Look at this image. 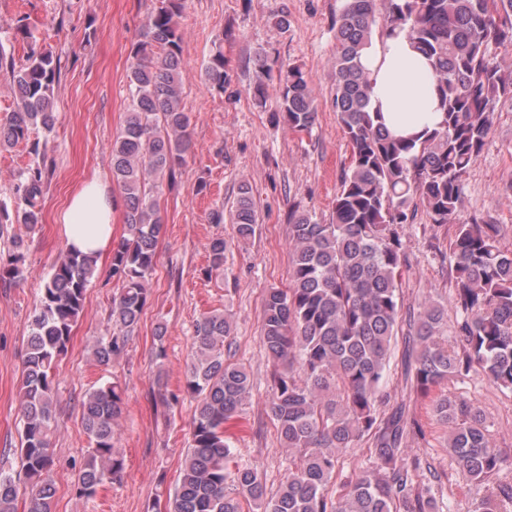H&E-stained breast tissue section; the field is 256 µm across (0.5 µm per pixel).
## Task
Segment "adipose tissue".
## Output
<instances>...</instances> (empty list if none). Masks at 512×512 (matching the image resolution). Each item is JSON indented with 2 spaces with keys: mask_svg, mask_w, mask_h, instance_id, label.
Instances as JSON below:
<instances>
[{
  "mask_svg": "<svg viewBox=\"0 0 512 512\" xmlns=\"http://www.w3.org/2000/svg\"><path fill=\"white\" fill-rule=\"evenodd\" d=\"M361 63L371 81V111L380 113L392 135L409 138L436 127L434 75L429 62L416 51L406 32L395 31L366 46ZM112 189L104 178L85 180L70 196L60 218L69 248L106 255L114 240Z\"/></svg>",
  "mask_w": 512,
  "mask_h": 512,
  "instance_id": "1",
  "label": "adipose tissue"
}]
</instances>
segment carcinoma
I'll use <instances>...</instances> for the list:
<instances>
[{
    "instance_id": "carcinoma-1",
    "label": "carcinoma",
    "mask_w": 512,
    "mask_h": 512,
    "mask_svg": "<svg viewBox=\"0 0 512 512\" xmlns=\"http://www.w3.org/2000/svg\"><path fill=\"white\" fill-rule=\"evenodd\" d=\"M182 0H160L133 44L127 81L130 102L124 127L112 141V180L125 205L127 237L112 253L121 280L112 298V334L92 353L103 364L117 358L133 334L150 295L158 239L164 222L155 198L164 178L175 177L190 147V117L181 104ZM407 30L431 62L443 112L439 127L410 140L394 139L370 112L371 83L361 53L375 34ZM331 61L335 112L352 147L332 216L323 224L306 213L293 217L289 235V288H272L264 302L263 342L272 359L267 409L291 466L276 490L258 470L234 455L227 424L248 403L252 385L245 366L224 358L233 329L222 312L195 324L185 390L197 400L192 443L177 488L152 505L154 512H444V501L423 482L411 456L406 405L379 412L391 342L406 325L404 383L427 396L451 377H482L512 392V249L501 244L497 224H457L449 240L456 319L426 297L403 311L399 282L404 264L400 228L423 211L433 224H450L463 198L464 180L481 156L498 105L512 100V70L492 47L512 45V0H344L333 23ZM33 40L25 20L0 38V71L10 75L16 105L0 115V150L27 141L35 130L51 134L59 121L53 90L61 60L30 49L16 65L5 43ZM207 86L224 91L229 74L221 50L203 69ZM276 112L290 129L309 133L317 106L309 78L298 67L279 75ZM20 175L13 208L0 203V238L8 225L40 222L39 202L48 169L39 147ZM237 236L254 237L257 210L242 185L234 209ZM224 239L212 240L210 266L224 267ZM95 259L71 250L53 266L30 319L21 395V470L0 473V512H52L50 434L56 423V365L67 351L83 311ZM122 391L113 382L90 390L81 423L90 447L74 483L93 499L119 476L116 450ZM433 416L448 426V452L466 480L484 495L472 512H512V483L494 480L505 462L490 442L487 418L472 400L443 395ZM369 443L372 466L338 480L339 454Z\"/></svg>"
}]
</instances>
